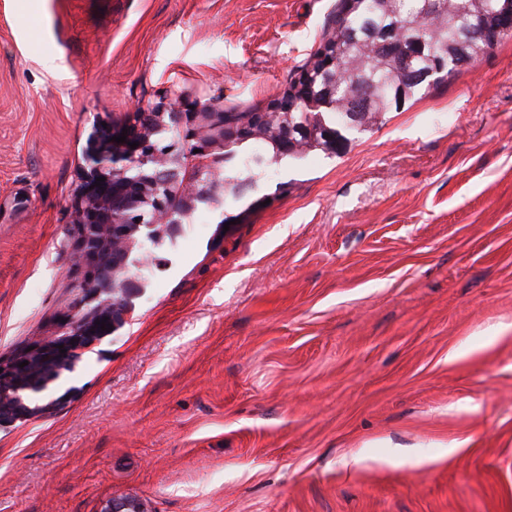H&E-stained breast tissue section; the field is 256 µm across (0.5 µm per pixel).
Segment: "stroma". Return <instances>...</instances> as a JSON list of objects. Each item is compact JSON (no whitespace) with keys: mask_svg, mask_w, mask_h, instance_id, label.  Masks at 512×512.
<instances>
[{"mask_svg":"<svg viewBox=\"0 0 512 512\" xmlns=\"http://www.w3.org/2000/svg\"><path fill=\"white\" fill-rule=\"evenodd\" d=\"M337 6L0 0V357L76 297L95 125L265 110ZM346 137L159 249L123 325L0 424V512H512V39Z\"/></svg>","mask_w":512,"mask_h":512,"instance_id":"1","label":"stroma"}]
</instances>
